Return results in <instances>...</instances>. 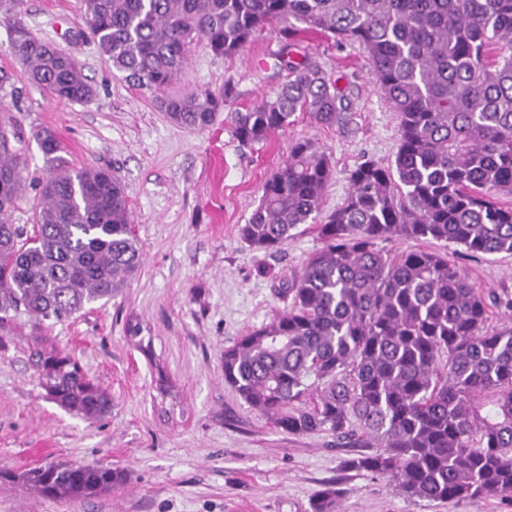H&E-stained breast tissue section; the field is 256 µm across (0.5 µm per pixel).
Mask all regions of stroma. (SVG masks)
<instances>
[{
    "instance_id": "obj_1",
    "label": "stroma",
    "mask_w": 512,
    "mask_h": 512,
    "mask_svg": "<svg viewBox=\"0 0 512 512\" xmlns=\"http://www.w3.org/2000/svg\"><path fill=\"white\" fill-rule=\"evenodd\" d=\"M15 21L78 62L92 101L63 102L29 81L8 51ZM303 55L336 80L348 103L342 120L322 125L301 111L267 142L242 144L233 113L273 95L290 75L288 57ZM0 69L11 76L0 87V120L19 132L26 164L12 223L33 224L42 206L49 171L35 134L49 129L70 167L104 168L121 181L142 252L138 274L111 301L46 329L24 315L0 334V468L100 463L123 469L126 483L108 495L57 503L0 482V512H311L329 485L343 491L339 512H512L511 499L407 498L382 476L344 469L349 451L334 447L330 434L277 430L224 382L225 348L284 310L278 289L320 245L308 228L271 256L239 236L291 143L311 140L331 157L324 216L346 199L357 164H389L397 150L396 114L358 43L300 23L291 39L268 29L232 57L200 42L171 85L150 89L101 53L81 0H20L10 21H0ZM188 91L226 98L208 127H182L160 110L161 98ZM384 248L447 251L477 286L512 293V256L471 257L432 240ZM132 324L140 327L135 341ZM38 336L111 393L110 415L88 420L47 399L29 358Z\"/></svg>"
}]
</instances>
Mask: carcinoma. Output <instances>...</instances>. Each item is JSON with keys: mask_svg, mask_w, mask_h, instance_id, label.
Here are the masks:
<instances>
[{"mask_svg": "<svg viewBox=\"0 0 512 512\" xmlns=\"http://www.w3.org/2000/svg\"><path fill=\"white\" fill-rule=\"evenodd\" d=\"M86 26L112 66L161 89L182 71L190 46L237 54L264 30L294 20L358 43L374 84L398 120L393 161L368 160L350 191L317 221L332 177L324 150L294 142L262 187L241 239L276 253L299 226L321 246L281 292L288 309L224 349V382L252 410L291 435L329 433L354 449L349 470L388 478L427 502L512 498V326L488 327L512 297L476 287L437 252L392 253L379 243L435 240L470 253L512 255V0H83ZM12 55L29 80L66 102L94 96L76 63L24 26ZM273 96L234 113L244 144L267 140L298 111L323 125L348 106L308 56ZM219 102L185 92L160 100L174 123L208 126ZM51 174L36 224L9 220L23 193L20 139L0 124V331L25 314L42 324L108 301L142 263L120 182L73 169L50 132L36 133ZM47 398L87 418L107 415L112 395L53 344L31 351ZM55 501L112 493L126 473L49 463L0 470ZM329 486L312 512H336Z\"/></svg>", "mask_w": 512, "mask_h": 512, "instance_id": "carcinoma-1", "label": "carcinoma"}]
</instances>
